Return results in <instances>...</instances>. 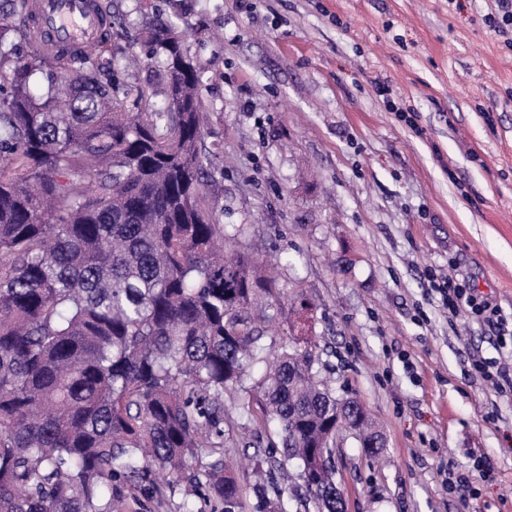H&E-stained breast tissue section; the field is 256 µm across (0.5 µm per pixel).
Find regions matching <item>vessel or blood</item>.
I'll return each mask as SVG.
<instances>
[{"label": "vessel or blood", "instance_id": "obj_1", "mask_svg": "<svg viewBox=\"0 0 512 512\" xmlns=\"http://www.w3.org/2000/svg\"><path fill=\"white\" fill-rule=\"evenodd\" d=\"M101 8L100 0H29V10L39 31L32 42L34 54H49L56 43H93L99 35Z\"/></svg>", "mask_w": 512, "mask_h": 512}]
</instances>
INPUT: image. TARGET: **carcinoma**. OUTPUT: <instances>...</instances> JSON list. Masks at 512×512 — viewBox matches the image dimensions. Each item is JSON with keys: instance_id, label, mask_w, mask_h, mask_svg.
I'll use <instances>...</instances> for the list:
<instances>
[{"instance_id": "1", "label": "carcinoma", "mask_w": 512, "mask_h": 512, "mask_svg": "<svg viewBox=\"0 0 512 512\" xmlns=\"http://www.w3.org/2000/svg\"><path fill=\"white\" fill-rule=\"evenodd\" d=\"M28 18L0 23V512H183L240 499L224 460V393L245 425H278L280 467L315 472L316 512H343L331 464L336 410L304 334L268 340L284 289L207 204L199 90L185 32L152 31L166 105L100 79L82 49L14 59ZM362 447L382 435L369 414ZM209 449L196 463L197 451ZM256 512H292L273 476Z\"/></svg>"}]
</instances>
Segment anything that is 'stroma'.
I'll use <instances>...</instances> for the list:
<instances>
[{
  "label": "stroma",
  "mask_w": 512,
  "mask_h": 512,
  "mask_svg": "<svg viewBox=\"0 0 512 512\" xmlns=\"http://www.w3.org/2000/svg\"><path fill=\"white\" fill-rule=\"evenodd\" d=\"M112 49L129 80L158 68L157 25L186 31L205 68L207 195L243 243L301 288L322 376L358 398L383 446L336 437L345 512H512V28L497 0H109ZM386 82L390 100L375 81ZM414 112L417 129L394 107ZM464 274L507 321L500 336L451 316L433 281ZM241 467L238 512H254L252 447L227 405ZM485 456L478 498L446 488Z\"/></svg>",
  "instance_id": "1"
}]
</instances>
